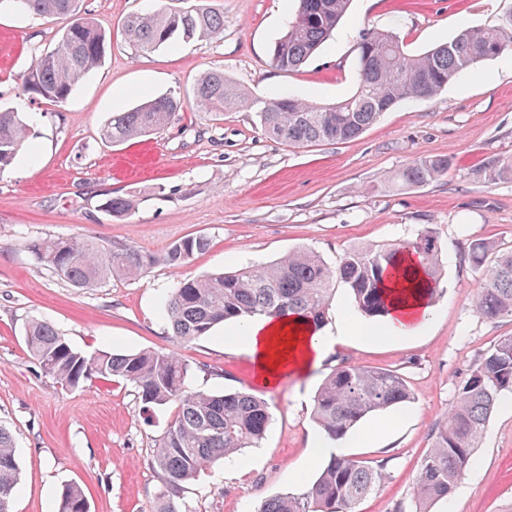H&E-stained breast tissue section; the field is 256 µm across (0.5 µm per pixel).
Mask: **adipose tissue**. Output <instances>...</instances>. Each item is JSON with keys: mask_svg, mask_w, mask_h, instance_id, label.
Wrapping results in <instances>:
<instances>
[{"mask_svg": "<svg viewBox=\"0 0 512 512\" xmlns=\"http://www.w3.org/2000/svg\"><path fill=\"white\" fill-rule=\"evenodd\" d=\"M430 282L419 265L388 280L389 313L381 326H358L360 335L402 338L415 336L431 322L434 305L426 289ZM236 334L249 357L257 384L276 386L289 376H306L318 368L337 339L295 317L254 318L239 323Z\"/></svg>", "mask_w": 512, "mask_h": 512, "instance_id": "adipose-tissue-1", "label": "adipose tissue"}]
</instances>
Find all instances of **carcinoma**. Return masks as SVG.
I'll list each match as a JSON object with an SVG mask.
<instances>
[{
  "mask_svg": "<svg viewBox=\"0 0 512 512\" xmlns=\"http://www.w3.org/2000/svg\"><path fill=\"white\" fill-rule=\"evenodd\" d=\"M350 0H297L286 32L275 42L273 64L284 71L302 66L333 34ZM21 10L66 21L50 51L36 57L22 75L23 90L64 103L74 87L101 66L107 34L83 10V0H24ZM124 33L138 52L155 51L175 40L211 41L224 34V13L206 4L161 9L126 18ZM512 48V14L496 28L467 27L452 40L423 53L409 52L390 32H371L358 44V87L350 97L317 106L283 96L259 99L232 83L222 71L198 79L190 103L206 112L243 109L257 113L264 134L286 145L346 142L382 116L380 108L436 96L451 80L475 64ZM185 105L174 94L158 96L126 112L112 115L101 135L111 144L146 136L169 124ZM29 137L14 111L0 110V170L8 166ZM448 172L446 158H418L395 175L401 187H421ZM134 208L130 195L108 198L105 209L116 218ZM205 236L172 245L161 261L182 268L207 250ZM39 261L75 288H94L113 277L141 274L154 263L129 244L93 237L49 238L30 244ZM420 260L433 283L441 276L439 244L431 231L387 246L348 251L331 266L316 252L300 249L271 263L254 264L177 280L167 301L173 335L191 342L224 322L254 317L300 316L317 327L324 323L335 287L350 290L357 309L382 317L389 301L382 283L394 273L398 255ZM470 257L482 278L474 297L475 311L488 319L512 317V251L500 253L493 243L478 240ZM25 343L42 370L66 387L92 376L120 378L136 389L146 407L175 405V414L156 439L152 467L162 476L154 512H182L176 499L184 485L217 461L257 448L271 421L268 404L249 393H212L190 382L188 364L163 350L85 353L70 345L47 321L25 328ZM512 393V336L500 338L473 366L458 389L421 462L413 488L415 512L445 499L468 471L474 450L487 432L501 397ZM410 399L403 376L392 369L341 363L326 376L314 397L313 419L324 437L336 441L350 434L366 416ZM383 478L380 466L350 455H332L319 477L299 494L265 500L259 512H355L356 504ZM19 484V464L10 430L0 425V512H11ZM55 512H89L84 488L64 485Z\"/></svg>",
  "mask_w": 512,
  "mask_h": 512,
  "instance_id": "cac0c4a2",
  "label": "carcinoma"
}]
</instances>
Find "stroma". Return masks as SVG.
Masks as SVG:
<instances>
[{"label":"stroma","mask_w":512,"mask_h":512,"mask_svg":"<svg viewBox=\"0 0 512 512\" xmlns=\"http://www.w3.org/2000/svg\"><path fill=\"white\" fill-rule=\"evenodd\" d=\"M195 2L84 0L111 42L102 65L62 104L30 98L19 79L54 47L61 22L0 11V106L16 109L31 128L0 173V423L13 433L21 469L11 510L54 512L62 486L77 482L90 512H154L161 479L150 460L173 415L169 407L143 408L119 379L62 386L27 350L24 328L38 319L79 350L162 349L194 369L196 388L269 403L264 440L242 454L247 473L226 463L202 473L185 488V512H258L270 497L301 493L325 465L312 447L321 436L313 399L325 376L343 362L398 371L410 402L363 419L370 441L340 444L383 467L381 485L358 512H414L421 462L461 383L496 341L512 336V317L476 314L481 273L469 253L478 240L512 251V53L474 65L432 99L395 106L347 142L285 145L264 134L255 113L192 105L165 128L122 144L103 142L100 129L112 113L156 96H190L212 70L263 99L333 103L356 90L364 33H396L420 53L466 27L500 25L512 0H352L334 34L291 72L276 68L271 55L296 0H207L224 14L222 39L139 54L127 43L129 14ZM444 156L451 165L440 180L391 187L411 161ZM492 165L504 175L488 179ZM128 193L137 197L134 211L111 217L106 199ZM425 228L441 248L433 321L404 339L346 336L308 376L262 387L224 327L185 343L165 318L179 278L234 271L298 248L333 265L351 248L395 243ZM199 234L210 247L183 268L158 261L139 276L86 289L53 276L29 250L47 238L93 236L158 259ZM431 512H512V405L497 406L471 468Z\"/></svg>","instance_id":"1"}]
</instances>
